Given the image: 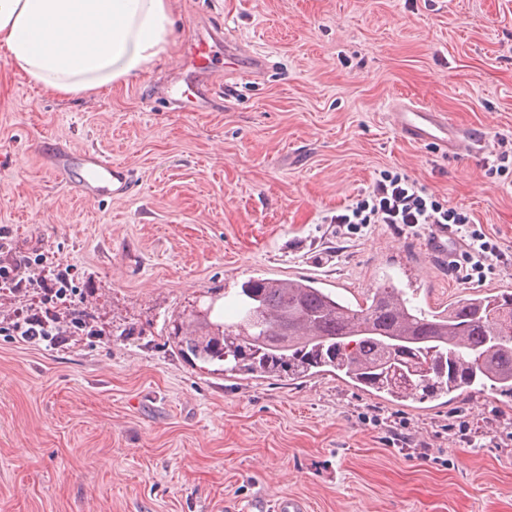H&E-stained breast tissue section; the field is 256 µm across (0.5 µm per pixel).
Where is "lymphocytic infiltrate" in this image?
<instances>
[{"label": "lymphocytic infiltrate", "instance_id": "lymphocytic-infiltrate-1", "mask_svg": "<svg viewBox=\"0 0 512 512\" xmlns=\"http://www.w3.org/2000/svg\"><path fill=\"white\" fill-rule=\"evenodd\" d=\"M328 221L335 224L340 238L371 233L378 224L397 232L430 230L442 224L454 228L463 250L452 269L465 283L486 280L497 267L508 262L497 240L469 212L448 207L425 194L415 181L397 171H380L371 190L351 200L342 213L329 216ZM57 293V288H47L46 302L18 315L11 326L12 333L32 342H57L56 330L62 317L58 307L50 302Z\"/></svg>", "mask_w": 512, "mask_h": 512}]
</instances>
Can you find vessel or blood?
<instances>
[{
    "mask_svg": "<svg viewBox=\"0 0 512 512\" xmlns=\"http://www.w3.org/2000/svg\"><path fill=\"white\" fill-rule=\"evenodd\" d=\"M217 42L223 43L226 57L233 59L238 56L237 45L230 41H222L218 33L212 32L195 39L187 52L190 79L185 86L172 90L170 104L181 109L195 106L198 76H205L210 85H221L222 71L208 64L213 45ZM386 112L391 126L407 140L432 142L442 152L452 155L470 151L472 148V137L453 127L445 113L409 100L392 102ZM50 169L62 183L76 189L80 196L87 199L115 200L127 198L129 195V170L96 151L53 153Z\"/></svg>",
    "mask_w": 512,
    "mask_h": 512,
    "instance_id": "obj_1",
    "label": "vessel or blood"
}]
</instances>
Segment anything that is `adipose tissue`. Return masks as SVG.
<instances>
[{
    "label": "adipose tissue",
    "instance_id": "ef3b65f1",
    "mask_svg": "<svg viewBox=\"0 0 512 512\" xmlns=\"http://www.w3.org/2000/svg\"><path fill=\"white\" fill-rule=\"evenodd\" d=\"M172 0H0V47L44 91L99 95L167 52Z\"/></svg>",
    "mask_w": 512,
    "mask_h": 512
}]
</instances>
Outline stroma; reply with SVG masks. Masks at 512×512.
<instances>
[{"mask_svg": "<svg viewBox=\"0 0 512 512\" xmlns=\"http://www.w3.org/2000/svg\"><path fill=\"white\" fill-rule=\"evenodd\" d=\"M173 21L170 50L100 96L46 94L0 51V265L68 268L84 321L55 348L16 341L5 326L42 295L0 288V512H272L286 495L309 512H512V397L399 406L331 373L232 374L176 336L214 299L235 321L225 294L251 278L347 300L391 282L426 308L475 291L448 271L456 243L342 239L323 218L388 169L512 251V172L408 142L384 112L406 97L512 142V0H174ZM217 29L239 40L237 72L181 111L168 91ZM44 141L122 163L130 195L82 199ZM388 420L428 455L392 447ZM462 422L496 447L459 441Z\"/></svg>", "mask_w": 512, "mask_h": 512, "instance_id": "1", "label": "stroma"}]
</instances>
